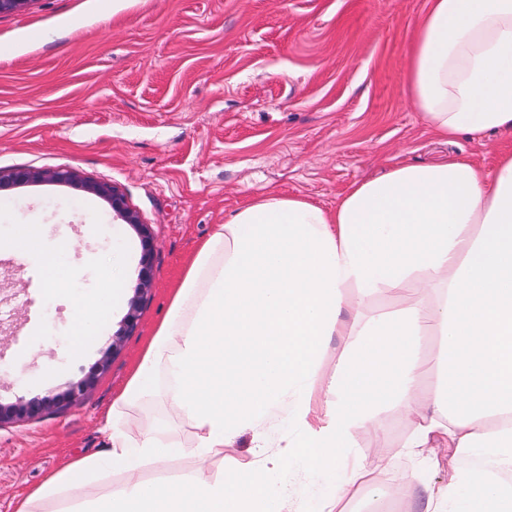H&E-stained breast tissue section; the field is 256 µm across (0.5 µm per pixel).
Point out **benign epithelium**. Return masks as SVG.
Instances as JSON below:
<instances>
[{
    "mask_svg": "<svg viewBox=\"0 0 512 512\" xmlns=\"http://www.w3.org/2000/svg\"><path fill=\"white\" fill-rule=\"evenodd\" d=\"M27 182L74 184L106 200L111 205L112 211L125 223L133 226L139 234L141 257L137 291L143 295L150 290L156 251L155 239L149 225L142 223L136 212L128 207L124 195L117 187L108 182L85 180L71 168L47 170L17 168L7 171L0 170V190ZM139 319L140 302L134 300L130 304L121 329L116 333V337L112 338L108 350H116L121 337L133 334L138 328ZM106 367L107 360L104 359L98 363L93 372L83 379L70 384L63 392L32 399L19 396L13 403L7 405L0 403V424L15 419L37 421L59 408L75 402L88 391L98 375L101 374Z\"/></svg>",
    "mask_w": 512,
    "mask_h": 512,
    "instance_id": "obj_1",
    "label": "benign epithelium"
}]
</instances>
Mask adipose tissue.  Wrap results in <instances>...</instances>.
<instances>
[{
	"instance_id": "adipose-tissue-1",
	"label": "adipose tissue",
	"mask_w": 512,
	"mask_h": 512,
	"mask_svg": "<svg viewBox=\"0 0 512 512\" xmlns=\"http://www.w3.org/2000/svg\"><path fill=\"white\" fill-rule=\"evenodd\" d=\"M406 90L440 137L512 129V0H430L415 25ZM417 289L398 316L365 324L331 373L324 347L378 288ZM433 334L439 384L419 401L425 366L416 342ZM164 395L192 429L183 444L166 421L146 430L131 412ZM401 400L411 447L446 441L486 455L484 469L453 472L428 512H512V152L492 173L451 158L400 164L353 184L326 210L306 199L259 195L200 246L167 316L106 418L107 444L73 460L22 499L65 497L69 512H288L278 475L298 462L335 475L383 405ZM299 434L287 458L262 453L279 410ZM257 453L240 473L148 483L145 463L184 455L207 461L243 433ZM124 485L97 499L99 472Z\"/></svg>"
}]
</instances>
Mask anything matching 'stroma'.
I'll return each mask as SVG.
<instances>
[{
  "mask_svg": "<svg viewBox=\"0 0 512 512\" xmlns=\"http://www.w3.org/2000/svg\"><path fill=\"white\" fill-rule=\"evenodd\" d=\"M428 0H28L0 14V169L72 167L117 186L152 228L153 286L137 333L126 337L92 391L60 413L0 427V512H15L29 489L69 460L105 447L103 424L165 317L186 262L236 210L261 194L299 196L331 209L353 183L398 164L451 156L494 168L512 151V130L444 142L406 93L413 29ZM54 41L39 38L42 31ZM43 214V246L62 235L77 242L59 259L65 292L40 290L43 263L0 258V402L64 390L93 369L122 325L135 295L136 231L103 199L69 184L32 182L0 192V238L17 220ZM127 265L106 299L96 335L81 339L69 302L101 299L100 256ZM399 300L372 294L331 339L322 371L341 360L367 321L393 316ZM412 430L390 404L356 447L338 449L341 465L395 448L389 466L363 471L336 512H426L431 493L465 457L444 446L434 463L403 452ZM250 434L224 457L186 455L146 465L158 482L181 473L208 476L245 468ZM294 512H316L332 489L293 467L284 475Z\"/></svg>",
  "mask_w": 512,
  "mask_h": 512,
  "instance_id": "stroma-1",
  "label": "stroma"
}]
</instances>
